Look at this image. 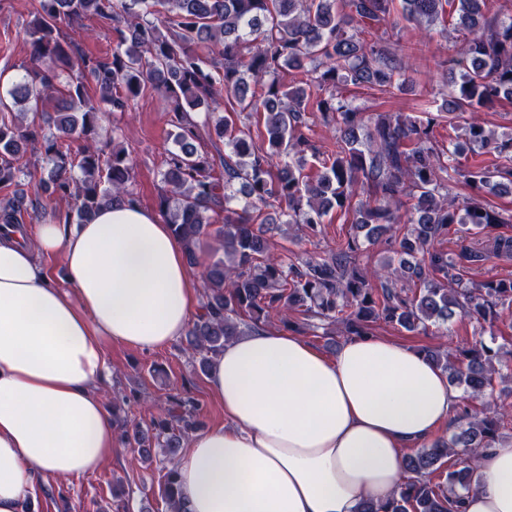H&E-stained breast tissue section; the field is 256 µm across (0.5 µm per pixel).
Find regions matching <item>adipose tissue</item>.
I'll list each match as a JSON object with an SVG mask.
<instances>
[{"label":"adipose tissue","mask_w":512,"mask_h":512,"mask_svg":"<svg viewBox=\"0 0 512 512\" xmlns=\"http://www.w3.org/2000/svg\"><path fill=\"white\" fill-rule=\"evenodd\" d=\"M61 261L66 287L46 269ZM200 299L181 243L158 216L113 203L34 241L0 226V512L47 477L101 468L116 427L98 389L105 345L142 351L183 336ZM208 383L225 420L177 462L185 512H357L401 483L407 448L448 424L461 395L422 354L370 336L328 357L288 331L224 347ZM464 512H512V448L480 452Z\"/></svg>","instance_id":"1"}]
</instances>
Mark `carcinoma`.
I'll list each match as a JSON object with an SVG mask.
<instances>
[{"mask_svg": "<svg viewBox=\"0 0 512 512\" xmlns=\"http://www.w3.org/2000/svg\"><path fill=\"white\" fill-rule=\"evenodd\" d=\"M393 2L36 0L26 31L30 67L23 79L0 85V188L32 176L23 148L36 144L50 165L41 189L60 202L49 212L57 223L83 224L114 201L140 204L128 188L131 155L101 139L103 113L88 88L95 86L114 112L156 90L173 103L177 145L165 160L159 211L189 266L198 264L200 240L211 233L224 252L206 267L202 313L188 333L200 370L208 371L224 344L274 318L295 331L340 323L348 337L372 335L377 322L408 331L439 329L457 312L492 324L499 308L512 305V280L464 288L460 261L488 256L464 249L455 257L435 244L454 224L481 232L512 223V215L504 216L486 199L512 192V135L496 137L473 116L465 140L449 149L433 138L440 115L425 108L422 118L370 117L341 94L349 86L391 93L410 83L415 52L400 44ZM401 3L404 20L438 25L445 35L451 7L457 15L453 26L468 35L465 50L446 61L443 85L453 92L443 111L480 112L512 99V14L487 19L481 8L486 0ZM90 16L112 21V57H92L63 35L62 27ZM286 69L303 71L305 79L287 86L280 80ZM51 102L55 117L47 129L13 112L21 103L43 112ZM202 106H222L224 114L200 123L193 112ZM316 112L334 125V142L322 168L307 174L306 152L316 148L300 128ZM244 113L263 118L261 140L253 138L250 126L237 124ZM65 138L78 143L73 158L62 151ZM214 138L227 149L219 159L198 151L201 141ZM462 148L491 153L500 164L461 169L454 156ZM451 183H463L473 194L450 197ZM362 193L366 200L353 203ZM240 194L246 198L241 208ZM38 204L24 190L14 191L0 200V224L23 227ZM351 207L364 235L297 262L271 251L267 233L273 225L297 224L315 236L330 210ZM255 210L266 211V226H254ZM219 220L222 225L213 228ZM383 236L394 241V256L385 272H370L358 263V253ZM409 282L416 288L407 287ZM297 315L303 324L294 321ZM423 354L474 399L493 389L499 374L500 348L481 340L460 349L452 361L431 349ZM198 411L190 396L159 407L151 423L158 446L176 453L201 428ZM464 413L467 426L407 455L405 480L385 501H363L359 512H462L464 498L478 484V453L498 442L508 408L488 404L481 418L467 408ZM123 437L150 456L148 433L125 424ZM450 457L454 469L446 471ZM162 486L171 512H182L176 467L162 475Z\"/></svg>", "mask_w": 512, "mask_h": 512, "instance_id": "carcinoma-1", "label": "carcinoma"}]
</instances>
